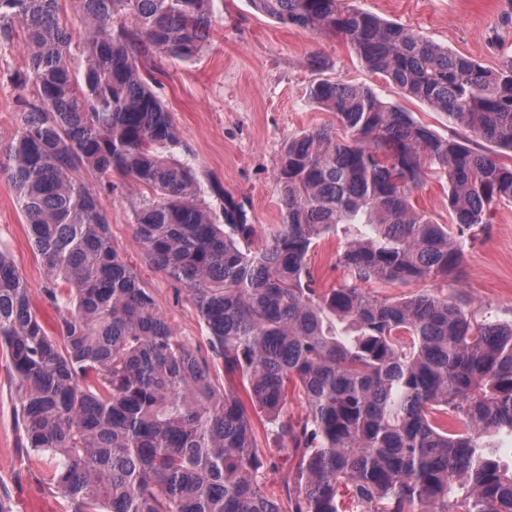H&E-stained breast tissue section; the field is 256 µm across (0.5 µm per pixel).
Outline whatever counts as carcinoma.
Returning a JSON list of instances; mask_svg holds the SVG:
<instances>
[{
	"label": "carcinoma",
	"mask_w": 512,
	"mask_h": 512,
	"mask_svg": "<svg viewBox=\"0 0 512 512\" xmlns=\"http://www.w3.org/2000/svg\"><path fill=\"white\" fill-rule=\"evenodd\" d=\"M284 25L342 36L368 68L448 123L512 153V56L496 69L343 0H251ZM0 0V51L21 29L28 67L13 139L0 148L46 299L52 336L0 249V349L25 447L69 512H512V469L479 451L512 433V322L477 319L428 292L376 299L320 288L308 256L341 229L337 264L358 281L452 276L488 213L512 203V164L443 137L369 87L322 79L313 103L351 132L285 146L282 223L264 243L243 205L201 187L152 89L159 55L205 49L215 0ZM448 183L454 230L418 211L422 162ZM147 189L131 206L149 261L188 289L208 356L174 335L112 240L84 182ZM213 199H206V195ZM372 226L355 237L357 218ZM222 366L224 378L212 375ZM305 416H287L288 392ZM295 461L283 497L250 411Z\"/></svg>",
	"instance_id": "carcinoma-1"
}]
</instances>
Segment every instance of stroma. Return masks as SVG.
<instances>
[{"instance_id": "35a3bbf8", "label": "stroma", "mask_w": 512, "mask_h": 512, "mask_svg": "<svg viewBox=\"0 0 512 512\" xmlns=\"http://www.w3.org/2000/svg\"><path fill=\"white\" fill-rule=\"evenodd\" d=\"M355 8L403 25L442 47L494 69L512 55V0H348ZM319 57L322 65L310 64ZM28 56L16 46L0 58V144L19 124V91L12 74L25 70ZM156 93L167 105L181 143L191 154L199 180L216 179L225 197L243 203L259 234L282 221L278 180L280 155L288 140L333 122L331 113L309 98L322 79L368 86L437 134H451L446 117L403 96L371 72L340 35L287 27L259 13L251 0H224L210 30L209 43L191 62L164 55L156 59ZM89 190L110 220L112 238L143 286L152 292L173 333L206 354L207 340L186 288L150 265L130 223V205L140 190L120 179L107 191L94 177ZM448 188L426 171L412 191L416 207L436 223H450ZM343 238L330 234L309 255L324 287L348 275L336 263ZM0 248L12 257L29 289L30 301L50 334L60 314L43 294L44 271L32 251L12 185L0 174ZM362 290L381 299L426 291L456 292L478 319L512 322V204L489 214L484 234L468 242L455 282L440 279L385 284L368 281ZM19 397L5 354L0 353V504L6 512H68V503L36 458L21 444Z\"/></svg>"}]
</instances>
